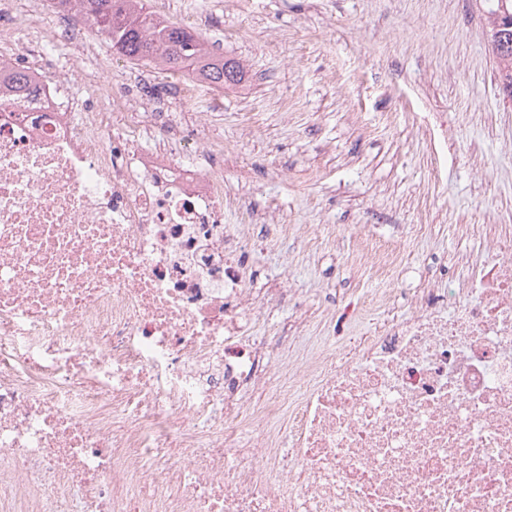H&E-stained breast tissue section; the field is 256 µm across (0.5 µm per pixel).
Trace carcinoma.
Listing matches in <instances>:
<instances>
[{
  "label": "carcinoma",
  "instance_id": "obj_1",
  "mask_svg": "<svg viewBox=\"0 0 512 512\" xmlns=\"http://www.w3.org/2000/svg\"><path fill=\"white\" fill-rule=\"evenodd\" d=\"M489 34L502 87L512 89V46L502 47L501 28L512 27V0H494ZM63 10L77 9L85 24L106 37L112 48L130 60L148 62L166 73L189 75L215 87L247 80L245 67L233 58L212 54L197 32L157 16L143 0H56Z\"/></svg>",
  "mask_w": 512,
  "mask_h": 512
}]
</instances>
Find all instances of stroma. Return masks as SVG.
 Masks as SVG:
<instances>
[{
  "label": "stroma",
  "instance_id": "1",
  "mask_svg": "<svg viewBox=\"0 0 512 512\" xmlns=\"http://www.w3.org/2000/svg\"><path fill=\"white\" fill-rule=\"evenodd\" d=\"M198 0L208 40L248 71L211 89L222 107L224 227L260 236L244 210L265 207L287 240L246 245L252 285L282 281L306 302L311 339L354 349L420 286L423 269L456 275L448 253L484 254V227L512 214V105L488 51L486 0ZM318 224L336 240L316 238ZM397 242L384 308L360 240ZM361 310L330 325L333 306Z\"/></svg>",
  "mask_w": 512,
  "mask_h": 512
}]
</instances>
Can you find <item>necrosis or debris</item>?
<instances>
[{
	"label": "necrosis or debris",
	"mask_w": 512,
	"mask_h": 512,
	"mask_svg": "<svg viewBox=\"0 0 512 512\" xmlns=\"http://www.w3.org/2000/svg\"><path fill=\"white\" fill-rule=\"evenodd\" d=\"M0 0V512H512V235L350 354L271 365L194 84Z\"/></svg>",
	"instance_id": "obj_1"
}]
</instances>
